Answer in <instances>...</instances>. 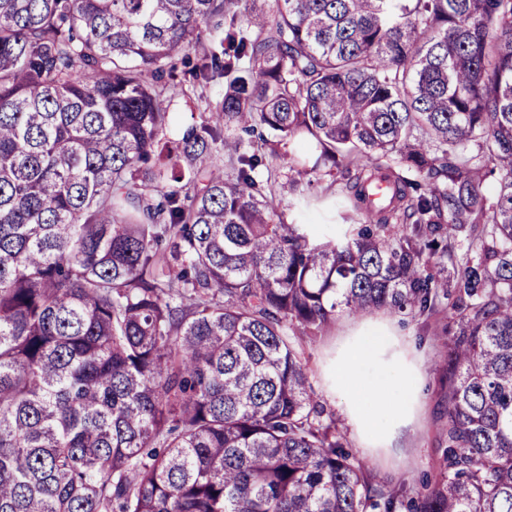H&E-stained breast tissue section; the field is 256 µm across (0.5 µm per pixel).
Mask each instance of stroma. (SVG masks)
Returning a JSON list of instances; mask_svg holds the SVG:
<instances>
[{"label": "stroma", "instance_id": "stroma-1", "mask_svg": "<svg viewBox=\"0 0 512 512\" xmlns=\"http://www.w3.org/2000/svg\"><path fill=\"white\" fill-rule=\"evenodd\" d=\"M224 94V79L215 76L211 81H196L183 77L174 87L164 90L170 112L173 114V134L182 133L188 126L200 123L197 109L203 101L217 102ZM273 189L283 202L281 211L285 223L331 224L335 218L328 211L317 208L296 215L291 207L295 189L309 194L331 198L341 193L351 175L345 169L320 172L303 177L279 164H271L264 172ZM448 317L425 321L411 316H395L384 310L363 315H341L335 323L315 341L303 343L310 382L328 412L339 419L349 448L362 461L375 483L404 486L409 493H417L423 480H435L443 448V428L448 422V389L442 381V363L448 335L444 328ZM372 324L397 336L401 345L415 349L422 357L424 377L423 404L413 426V443L398 454L382 448L362 447L357 436L341 417L342 406L326 395V368L336 355L341 336L353 329Z\"/></svg>", "mask_w": 512, "mask_h": 512}]
</instances>
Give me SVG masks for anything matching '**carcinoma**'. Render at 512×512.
<instances>
[{
  "label": "carcinoma",
  "mask_w": 512,
  "mask_h": 512,
  "mask_svg": "<svg viewBox=\"0 0 512 512\" xmlns=\"http://www.w3.org/2000/svg\"><path fill=\"white\" fill-rule=\"evenodd\" d=\"M177 60L224 97L169 139ZM274 160L355 168L330 207L362 225L284 223ZM447 308L405 496L301 344ZM401 508L512 512V0H0V512Z\"/></svg>",
  "instance_id": "1"
}]
</instances>
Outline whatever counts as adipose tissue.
Masks as SVG:
<instances>
[{
  "label": "adipose tissue",
  "mask_w": 512,
  "mask_h": 512,
  "mask_svg": "<svg viewBox=\"0 0 512 512\" xmlns=\"http://www.w3.org/2000/svg\"><path fill=\"white\" fill-rule=\"evenodd\" d=\"M328 394L367 448H399L413 422L421 374L392 352L391 339L369 333L343 337Z\"/></svg>",
  "instance_id": "adipose-tissue-1"
}]
</instances>
